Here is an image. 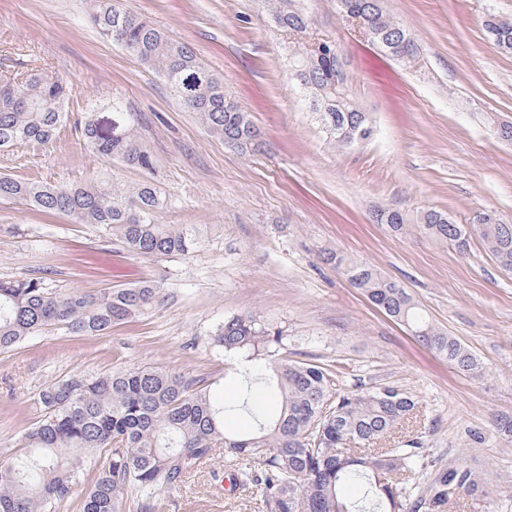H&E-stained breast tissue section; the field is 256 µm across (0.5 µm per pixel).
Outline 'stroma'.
<instances>
[{"label": "stroma", "instance_id": "1", "mask_svg": "<svg viewBox=\"0 0 512 512\" xmlns=\"http://www.w3.org/2000/svg\"><path fill=\"white\" fill-rule=\"evenodd\" d=\"M187 43L224 80L262 142L244 156L183 111L165 82L89 23L91 0H0V73L18 61L66 81L70 123L48 146L0 151V173L51 184L88 183L109 172L132 186L139 172L92 153L73 124L92 113L112 127V104L140 118L139 132L168 206L164 224H193L185 257L126 251L91 224L0 202V279L44 277L48 287L95 293L154 280L163 297L137 322L99 336L48 330L0 354V454L19 447L41 418L38 394L73 376L156 366L202 378L220 400L241 376L210 337L226 317L253 312L283 328L292 360L340 365L352 390L389 383L418 399L416 430L434 474L462 462L487 474L492 492L459 494L448 512H512V442L496 423L512 416V272L472 240L467 254L425 237L421 212L459 224L481 211L512 224V55L485 20L512 19V0H385L412 33L415 61L385 56L339 12L337 0H300L310 38L335 44L350 98L375 135L339 148L290 81L296 35L276 28L264 0H114ZM408 221L377 223L382 209ZM376 267L406 288L430 320L480 361L472 375L416 342L324 259L327 250ZM223 456L186 479L162 512H257V489L223 484Z\"/></svg>", "mask_w": 512, "mask_h": 512}]
</instances>
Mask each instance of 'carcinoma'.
Listing matches in <instances>:
<instances>
[{
	"mask_svg": "<svg viewBox=\"0 0 512 512\" xmlns=\"http://www.w3.org/2000/svg\"><path fill=\"white\" fill-rule=\"evenodd\" d=\"M268 2L280 28L298 35L308 32L309 19L296 0ZM339 4L386 55L401 61L415 57L414 39L387 13L382 0ZM90 19L104 39L160 76L210 134L242 154L255 150L257 132L249 115L227 97L224 80L188 45L112 0H95ZM486 31L501 52L512 54V20L492 16ZM292 70L336 146H347L357 131L373 128L345 86L336 85L342 66L330 41L300 47ZM69 96L64 81L44 73L18 70L4 76L0 150L53 142ZM112 109L120 133L102 135L88 116L79 128L84 144L126 168L152 172L154 161L136 119L117 102ZM16 200L79 224H94L134 255L186 256L200 244L194 226L159 222L167 200L148 178L128 189L106 177L89 184L53 185L0 174V201ZM375 221L400 232L406 215L381 211ZM419 228L460 254L475 236L501 269L512 272V224L491 214L481 212L470 224H456L448 215L428 210L420 215ZM327 260L418 342L463 371H480L476 357L436 327L400 284L337 253H329ZM160 293L158 282L92 294L49 288L42 277L1 280L0 353L49 328L93 336L133 323L153 308ZM286 340L282 328L253 313L224 319L211 343L224 351L225 363L244 368L235 401H218L200 380L152 366L47 386L38 395L43 415L21 440L23 453L0 456V512H53L75 492L87 458H100L102 465L84 494L82 512H126L132 501L137 512H157L161 494L179 491L185 478L221 449L233 467L231 484L258 487L260 512H447L459 493L486 497L489 478L461 463L448 465L422 493L413 494L410 477L421 467L422 442L396 438L420 418L418 401L387 384L345 391L340 371L332 365L288 359L283 354ZM259 384L268 392L278 391L280 408L272 413L261 408L251 432H227L225 415L246 407ZM347 483L358 485L362 496H342Z\"/></svg>",
	"mask_w": 512,
	"mask_h": 512,
	"instance_id": "carcinoma-1",
	"label": "carcinoma"
}]
</instances>
